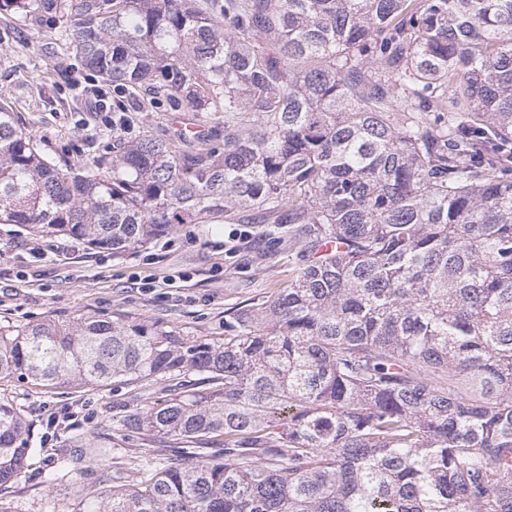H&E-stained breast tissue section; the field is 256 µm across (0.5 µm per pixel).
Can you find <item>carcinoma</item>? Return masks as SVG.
Returning a JSON list of instances; mask_svg holds the SVG:
<instances>
[{
  "label": "carcinoma",
  "mask_w": 512,
  "mask_h": 512,
  "mask_svg": "<svg viewBox=\"0 0 512 512\" xmlns=\"http://www.w3.org/2000/svg\"><path fill=\"white\" fill-rule=\"evenodd\" d=\"M47 11L117 103L222 112L224 148L119 134L60 167L3 101L1 224L120 253L244 212L307 257L222 341L0 333V382L206 375L122 426L224 459L146 458L77 512H512V0H0L6 25ZM30 435L0 402V487Z\"/></svg>",
  "instance_id": "carcinoma-1"
}]
</instances>
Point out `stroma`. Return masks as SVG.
<instances>
[{
    "label": "stroma",
    "mask_w": 512,
    "mask_h": 512,
    "mask_svg": "<svg viewBox=\"0 0 512 512\" xmlns=\"http://www.w3.org/2000/svg\"><path fill=\"white\" fill-rule=\"evenodd\" d=\"M89 75L68 47L60 18L46 14L0 24V100L54 161L92 160L112 149L111 113L93 111L74 81ZM67 236L30 233L0 223V331L52 320L131 315L187 338L220 340L224 312L287 286L304 264L300 243L284 224H244L222 217L176 224L148 248L112 253ZM203 374L184 371L157 381L48 386L24 376L0 382V401L20 407L33 449L17 480L0 491V512H76L99 493L102 472L135 479L145 457L179 454L181 441L158 444L123 430V418L170 395L205 388ZM97 433L112 453L78 480L54 479L77 438Z\"/></svg>",
    "instance_id": "stroma-1"
}]
</instances>
